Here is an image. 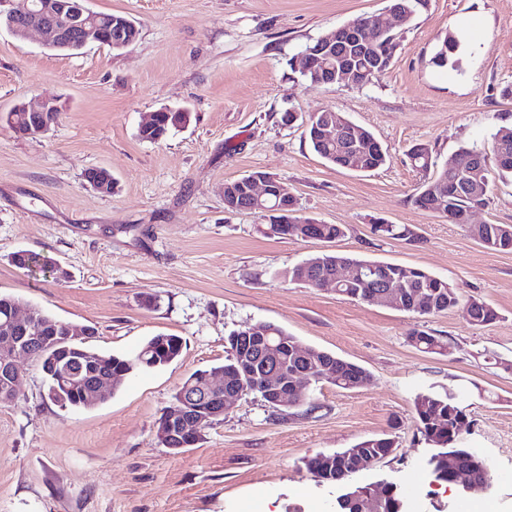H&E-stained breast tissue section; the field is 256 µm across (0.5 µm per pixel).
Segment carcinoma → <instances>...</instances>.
Segmentation results:
<instances>
[{
  "mask_svg": "<svg viewBox=\"0 0 512 512\" xmlns=\"http://www.w3.org/2000/svg\"><path fill=\"white\" fill-rule=\"evenodd\" d=\"M398 42L395 34L389 33L378 38L365 52L359 51L352 56L353 68L360 75L352 79V84L367 82L363 72L374 69L378 76L389 69ZM459 48V41L453 36H445L439 41L431 62L444 67L458 65V61H449V56ZM329 114L317 112L309 118L307 134L313 150L326 162L340 168L349 166L348 155L354 144L363 147L359 170L373 171L386 163V153L379 141L367 129L351 120V136H340L334 141L324 135V127ZM187 120L185 112H157L148 128H139L138 135L149 142L161 140L169 128ZM461 154L476 159L477 174L456 167L455 157L450 156L439 161L432 149L426 144L414 145L408 153L411 165L422 173L423 181L414 197V203L421 209L438 215H456L470 209L487 205L490 194V167L492 160L499 178L512 177V127L501 128L491 137L488 148L464 147ZM260 178L276 182L278 178L262 171L229 182L235 195H224V209L230 213L238 212V206L248 198L247 181ZM278 203L277 195L255 203V211L268 218L267 233L282 238L304 239L306 237L332 241L345 234L341 224H313L311 218L297 215L305 224H280L279 215L267 212ZM470 236L485 247L494 250L512 251V224H471ZM13 264L31 272L49 271L58 279L67 277V272L55 265L49 258L30 251H18L12 256ZM347 267L357 269V274L343 278ZM292 282L320 287V282L336 279V293L353 301L367 304H384L393 309L419 316H433L453 309L468 312L467 321L474 326H486L499 319L498 312L484 301L470 297L462 299L460 294L446 280L435 277L421 269H405L399 265L369 261L359 257L340 254H319L312 256L288 271ZM403 281L401 294L396 300L381 297L380 285ZM257 327L266 328L268 340L276 345L274 354L266 352L265 347L256 346L248 351L241 350L239 336L244 329L234 331L228 337L227 356L224 364L209 370L193 373L174 395L179 402L182 393L204 389V379L208 374L220 370L224 375L235 374L244 361L258 370L275 367L288 372L307 371L311 375L322 372V366L331 361L334 355L301 342L281 326L270 322H257ZM409 342L424 352L444 354L448 343L426 329H415L409 334ZM182 348L181 338L174 335L158 334L148 339L139 349L143 360L132 361L124 355L97 353L95 365L97 376L112 377L113 384L121 382L125 376L138 367H157L175 360ZM370 381V375L361 367L341 361L338 374L330 384L342 389H354ZM83 387L72 385L61 393H48L51 401L62 407L83 408ZM414 418L418 432L428 444L434 446L435 453L429 459L436 480L445 483L454 481L453 470H467L473 478L485 482L490 478L489 467L485 459L474 449L465 445L462 431L468 424L466 408L458 400L444 394L420 393L414 400ZM397 441L389 437H375L364 440L351 448L339 451L319 453L304 460L306 470L321 482L338 486L341 493L336 498L338 512H369L366 504L374 501V512H403L404 502L394 482H374L366 484L349 483L352 475L366 469L367 464H376L390 456Z\"/></svg>",
  "mask_w": 512,
  "mask_h": 512,
  "instance_id": "obj_1",
  "label": "carcinoma"
}]
</instances>
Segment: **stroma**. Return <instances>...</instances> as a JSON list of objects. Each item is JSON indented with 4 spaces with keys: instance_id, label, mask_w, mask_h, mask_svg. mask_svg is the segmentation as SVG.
I'll list each match as a JSON object with an SVG mask.
<instances>
[{
    "instance_id": "stroma-1",
    "label": "stroma",
    "mask_w": 512,
    "mask_h": 512,
    "mask_svg": "<svg viewBox=\"0 0 512 512\" xmlns=\"http://www.w3.org/2000/svg\"><path fill=\"white\" fill-rule=\"evenodd\" d=\"M388 5L89 0L93 11L134 19L139 35L120 51L90 45L76 55L0 28V116L35 96L64 105L36 138L0 119V293L94 327L100 352L130 357L151 336L182 339L174 362L135 369L89 409L51 401L37 363L22 358L17 398L0 405V512H334L335 486L304 459L384 435L395 453L352 483H397L406 512H512V373L490 360L512 359V252L419 208L422 176L407 157L426 144L444 160L512 127V99L500 94L512 84V0H426L398 28L390 68L362 86L313 84L290 68L306 45L356 18L386 17ZM448 34L461 40L456 69L430 62ZM164 107L188 122L141 140L144 118ZM325 109L370 130L386 164L361 172L321 159L306 120ZM287 110L298 115L290 126ZM92 167L111 171V194L87 184ZM257 170L286 182L301 214L344 225L345 236H268L262 214L225 212V183ZM491 185L472 223L512 224V182ZM376 218L410 237L375 236ZM19 250L51 258L67 279L15 267ZM321 253L423 269L500 319L477 328L458 312L422 318L288 280V269ZM258 322L361 366L370 384L312 383L319 407L310 414L251 394L200 443L177 454L159 444L157 422L176 390L223 363L230 333ZM419 327L443 337L448 354L413 347ZM450 389L462 395L463 437L487 461L489 489L434 481L413 401Z\"/></svg>"
}]
</instances>
